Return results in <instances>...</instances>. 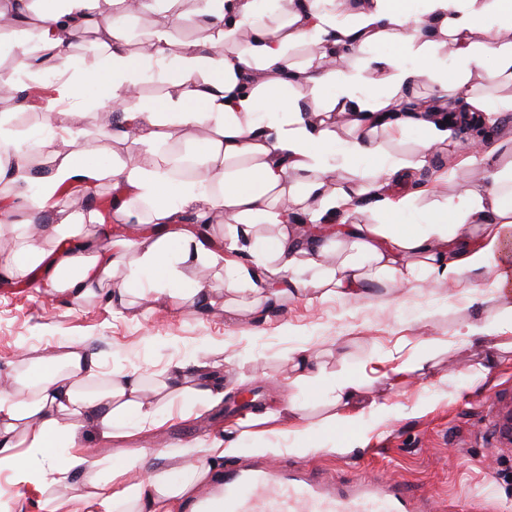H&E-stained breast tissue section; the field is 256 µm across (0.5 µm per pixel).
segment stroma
<instances>
[{"label":"stroma","instance_id":"1","mask_svg":"<svg viewBox=\"0 0 512 512\" xmlns=\"http://www.w3.org/2000/svg\"><path fill=\"white\" fill-rule=\"evenodd\" d=\"M94 7L126 31L134 51L146 43L157 20L153 12L123 13L111 0H95ZM15 37L0 35V70L11 73L20 91L54 82L65 71L79 72L93 61L85 51L96 42L91 33L71 47L65 67L17 70L8 51ZM0 127L28 140L40 137L49 160L66 139L103 163L125 157L124 144L103 129L92 95L64 129L47 125L39 104L0 101ZM426 137L414 125L378 135L377 155L333 160L332 178L343 186L354 172L395 159L416 161L415 149ZM473 138L471 129L453 128L447 142L433 147L416 184L390 185V197H413L406 209L391 214L392 222L416 229L461 185L483 184L491 166L512 165V112L499 113L487 140L495 150L494 164L472 149ZM48 274L43 266L33 278L0 280V372L20 369V347L37 359L58 344L73 343L87 346L107 377L135 368L152 380L176 362L200 360L219 364L224 378L221 404L183 418L179 399L169 397L162 426H133L128 437L96 441L98 457L151 446L160 452L152 466L180 479L184 459L178 449L222 435L234 442L240 460L256 458L339 480L360 470L383 474L437 502L462 499L474 512H512V462L496 458L476 432L492 393L512 387V348L494 334L479 343L465 339L467 324L492 323L512 310V289H499L495 272L475 274L474 290L441 282L377 286L361 297L321 299L300 292L257 311L226 294L210 313L187 303L159 308L146 298L127 308L99 300L77 306L47 292ZM300 347L323 370L318 383L303 389L287 380L289 357ZM418 358L421 370L395 374L396 366ZM346 377L360 384L353 410L359 426L352 433L327 425L335 411L334 387ZM290 402L296 412L266 423L263 434L243 430L244 419ZM297 429L307 430L310 444L295 441Z\"/></svg>","mask_w":512,"mask_h":512}]
</instances>
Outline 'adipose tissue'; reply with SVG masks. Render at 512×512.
Instances as JSON below:
<instances>
[{
    "label": "adipose tissue",
    "mask_w": 512,
    "mask_h": 512,
    "mask_svg": "<svg viewBox=\"0 0 512 512\" xmlns=\"http://www.w3.org/2000/svg\"><path fill=\"white\" fill-rule=\"evenodd\" d=\"M36 2L42 36L57 57H66L69 38L94 23L90 0ZM255 2L196 0L205 37L177 50L166 19L156 22L144 52L129 50L120 27L102 26L100 61L78 75H62L44 117L60 122L93 89L101 106L120 109L114 134L124 141L127 157L110 166L90 162L75 149L56 153L43 194L31 201L33 213L51 212V221L32 225L19 249L0 253L1 277L26 275L41 263L45 236L53 244L48 288L70 303L104 299L126 306L146 286L160 307L185 300L207 305L214 287L205 271L221 258L178 231L185 213L200 221L223 215L231 255L245 249L255 225L277 226L274 249L254 250L251 266L224 283L232 295L252 285L256 308L295 292L357 296L375 283L457 286L468 274L512 265V167L495 169L484 186L462 189L415 231L386 218L394 210L386 189L406 181V163L358 173L344 188L325 178L333 153L369 155L379 132L424 127L422 154L448 140L447 121L425 106L409 107L399 88L433 78L439 95L471 98L477 71L512 84V0H425L416 17L407 0H355L353 24L337 22L335 0H284V20L275 26L258 16ZM483 24L506 27L507 34L475 42ZM439 35L447 37L458 62L454 70H444L432 51ZM387 37L399 40L405 54L364 58L368 45ZM305 41L316 51L312 63L300 67L289 49ZM147 67L168 78L170 91L161 103L135 93ZM379 72L387 74L394 93L358 95L356 85L373 84ZM329 86L335 94L315 108L314 100ZM471 100L479 111L498 110L497 104ZM335 113L346 115L350 128L342 143L329 123ZM170 127L209 130L199 145L201 171L176 193L158 152ZM76 176L111 181L128 199L146 204L149 223L167 225V233L143 229L137 239L113 242L111 251L92 249L84 215L53 203L58 186ZM355 201L364 221L326 223V216ZM130 251L135 261L123 264ZM118 267L123 279L116 285L112 273ZM188 280L193 286L186 292ZM145 390L136 370L103 380L94 354L74 344L59 345L25 371L0 372V473L18 488L37 486L43 512H188L203 487L222 476L225 456L235 452L232 443L216 438L202 449L187 447L194 462L180 481L147 472L151 449L105 464L85 443L121 436L133 422L158 424L160 405L172 394L191 409L219 403L224 382L208 363L190 372L177 364L153 396Z\"/></svg>",
    "instance_id": "1"
}]
</instances>
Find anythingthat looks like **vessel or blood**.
Here are the masks:
<instances>
[{
    "mask_svg": "<svg viewBox=\"0 0 512 512\" xmlns=\"http://www.w3.org/2000/svg\"><path fill=\"white\" fill-rule=\"evenodd\" d=\"M480 432L490 448L512 450V388L498 390ZM197 512H435L430 498L396 481L363 473L350 484L270 465L233 464L196 501Z\"/></svg>",
    "mask_w": 512,
    "mask_h": 512,
    "instance_id": "1",
    "label": "vessel or blood"
}]
</instances>
